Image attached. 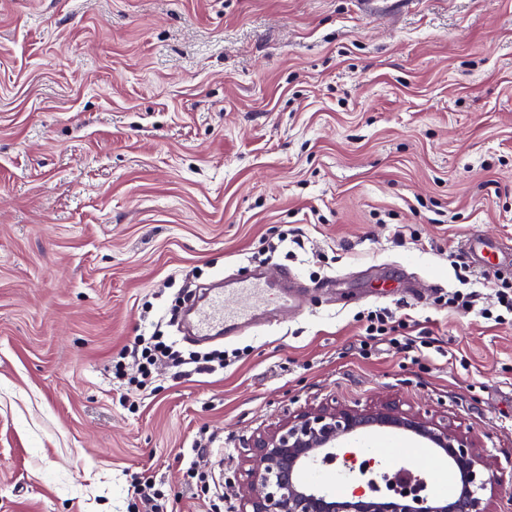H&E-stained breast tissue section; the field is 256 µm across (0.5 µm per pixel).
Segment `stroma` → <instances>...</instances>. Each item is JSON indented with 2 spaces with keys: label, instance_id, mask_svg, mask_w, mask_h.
I'll return each instance as SVG.
<instances>
[{
  "label": "stroma",
  "instance_id": "obj_1",
  "mask_svg": "<svg viewBox=\"0 0 512 512\" xmlns=\"http://www.w3.org/2000/svg\"><path fill=\"white\" fill-rule=\"evenodd\" d=\"M473 235L512 245V0H0V512H152L144 475L240 512L256 435L385 402L471 440L512 512V268ZM247 265L303 306L119 387L174 286ZM463 253L472 266L483 271H490L497 264H503L507 261L501 248L476 236H472L464 242ZM499 253L503 255L501 262L499 261Z\"/></svg>",
  "mask_w": 512,
  "mask_h": 512
}]
</instances>
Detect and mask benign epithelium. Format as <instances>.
Here are the masks:
<instances>
[{
	"label": "benign epithelium",
	"mask_w": 512,
	"mask_h": 512,
	"mask_svg": "<svg viewBox=\"0 0 512 512\" xmlns=\"http://www.w3.org/2000/svg\"><path fill=\"white\" fill-rule=\"evenodd\" d=\"M371 428L409 432L442 451L460 475L458 499L448 505L403 494L372 496L359 486L351 499L338 500L304 481V470L320 460L349 462V454L336 453V442ZM244 456L250 468L244 473L247 494L241 512H489L488 502L482 498L489 463L473 443L445 425L392 404L305 412L256 436Z\"/></svg>",
	"instance_id": "1"
}]
</instances>
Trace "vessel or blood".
Returning a JSON list of instances; mask_svg holds the SVG:
<instances>
[{
	"instance_id": "obj_1",
	"label": "vessel or blood",
	"mask_w": 512,
	"mask_h": 512,
	"mask_svg": "<svg viewBox=\"0 0 512 512\" xmlns=\"http://www.w3.org/2000/svg\"><path fill=\"white\" fill-rule=\"evenodd\" d=\"M463 253L472 266L489 271L494 268L500 249L473 236L465 241ZM281 279L282 287L274 288L247 269L229 287L208 289L203 301L193 310L194 336L201 339L231 336L249 328L269 305L297 302L302 291L293 285L294 274L283 272Z\"/></svg>"
}]
</instances>
